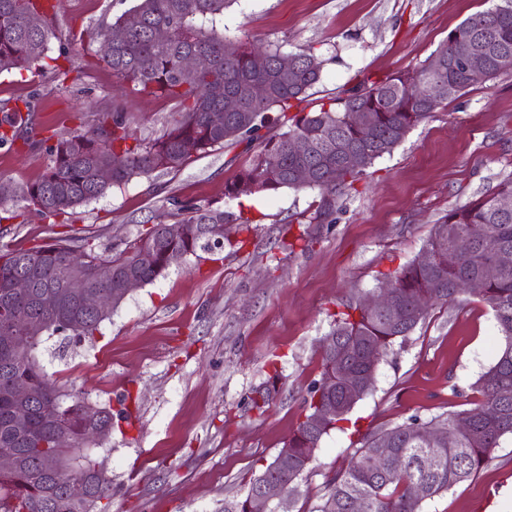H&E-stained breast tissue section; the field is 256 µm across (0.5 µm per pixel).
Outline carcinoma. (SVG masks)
Returning <instances> with one entry per match:
<instances>
[{
    "instance_id": "carcinoma-1",
    "label": "carcinoma",
    "mask_w": 512,
    "mask_h": 512,
    "mask_svg": "<svg viewBox=\"0 0 512 512\" xmlns=\"http://www.w3.org/2000/svg\"><path fill=\"white\" fill-rule=\"evenodd\" d=\"M235 0H134V5L118 16L110 28L125 29L121 43L112 54L102 57L112 73L137 91L166 96L179 106L178 119L159 137L146 141L134 136L125 113L115 108L99 112L95 123L56 137L46 147L48 163L35 182L14 189L0 185L7 195L30 206L39 205L43 219L54 224L60 217L75 215L77 207L104 195L109 188L121 187L137 177L181 168L194 154L217 148L242 145L252 152L247 167L224 185V197L238 200L275 193L281 189L320 191V202L310 217L312 224H333L336 192L355 189L367 169L389 155L417 124L430 118L448 102L461 97L469 88L492 79L512 67V0H499L479 11L448 33L437 52L448 57L453 43L470 40L488 57L480 73L457 63L434 66L428 61L413 72H397L384 78H369L321 103L310 100V90L321 81L325 59L314 48L285 53L278 48L262 51L266 66L257 69L253 58L257 49L238 39L228 38L216 28V20ZM38 14L43 27L28 24L29 14ZM164 28L168 38L155 39ZM55 37L51 19L38 0H0V73L13 69L40 72L44 69L48 45ZM202 60L201 68L188 76L183 61L188 56ZM289 57L295 70L281 71L280 61ZM255 82L267 86L259 99H244L240 112L224 111V99L244 94ZM23 105L0 101L5 126L0 145H13L20 135L19 125L8 121ZM370 116L372 125L360 128L354 113ZM303 139L308 149L294 154L288 143ZM190 144L192 151L184 150ZM363 155V165L352 170L344 165L340 146ZM112 169V181L97 180V168ZM301 168L311 171L306 184L295 182ZM512 197V178L502 180L495 191L453 208L434 225L425 249L435 255L431 266L412 261L384 274L378 290L393 288L392 309L364 310L358 301L343 304L333 314L330 330L319 347V379L304 397L301 419L288 441L261 474L254 477L244 496L224 501V512H250L252 493L266 477L288 484L283 502L270 505L268 512H293L296 481L309 470L323 437L342 429L341 423L356 406L348 400L342 369L350 370L360 383L357 401L372 389L374 368L394 351L397 341H405L425 321L428 311L418 310V302L430 297V304H448L468 293L467 281L482 279L495 256L512 253V213L503 214L495 205L497 197ZM181 234L170 236L166 225L155 224L117 251L114 244L100 249L92 244L78 245L69 236L56 237L42 245L0 251V301L20 275L31 279L28 297L19 299L17 310L25 318H36L46 325V333L91 339L107 315L86 309L65 295L66 281L75 267L106 273L89 279L90 291L112 299L117 308L128 296L121 287L127 278L145 285L168 270L166 254L173 250L184 256L211 250L199 229L209 224L219 230L224 224H251L244 211L226 213L220 208L193 200H172ZM472 236L471 250L459 253L455 239ZM153 252L145 264L141 255ZM491 311L498 333L495 359L478 377L472 388L481 400L465 413L470 426L458 432L451 442H429L434 431L453 429L459 415L422 419L411 416L391 428L372 430L360 439L349 465L325 475V493L316 512H352L360 497L370 503V512H422L423 500L411 496L412 485L421 482L427 497L451 490L475 475L491 458L506 436H512V265L500 267L473 293ZM13 382H27L37 392L29 407L34 428L31 436L14 440L8 426L13 405L6 397ZM67 414L66 441L57 442L44 415L55 407ZM330 406L332 413L321 427L311 428L308 419L318 407ZM112 420V409L56 388L38 364L35 350L16 353L8 368L0 367V449L22 455L25 467L15 473L0 474V504L12 505L10 512H94L108 496L110 483L90 486V499L74 504L63 499L64 483L83 478L93 462L89 453L77 455L76 448H89L97 441V431ZM53 453L62 469L45 480L38 478L41 458ZM436 460V467L425 465V457Z\"/></svg>"
}]
</instances>
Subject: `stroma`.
Listing matches in <instances>:
<instances>
[{
  "label": "stroma",
  "instance_id": "35a3bbf8",
  "mask_svg": "<svg viewBox=\"0 0 512 512\" xmlns=\"http://www.w3.org/2000/svg\"><path fill=\"white\" fill-rule=\"evenodd\" d=\"M57 34L78 81L53 74H1L0 100L37 94L28 122L34 146L0 147V182L37 180L47 156L37 142L91 125L120 106L138 138L178 117L173 100L130 92L100 59L108 25L133 0H53ZM490 0H235L217 21L226 35L326 60L314 99L366 77L421 67L448 33ZM243 147L192 156L177 171L135 178L51 224L36 209L0 223V249L69 235L99 245L132 240L146 219L170 223L168 197L227 212L224 185L247 166ZM512 177V68L475 86L416 126L378 159L354 190L338 195L336 221L313 224L320 193L283 189L250 199L249 228L224 227V248L198 252L165 277L135 289L82 342L46 337L36 358L64 391L112 408L111 435L92 448L112 487L101 512H222L242 496L296 427L319 375L318 347L342 302L373 292L383 274L417 258L448 210ZM308 224L306 250L288 242ZM244 247H237V240ZM497 330L476 298L433 307L426 321L378 368L375 387L345 430L325 436L298 482L294 512H314L327 471L344 467L356 430L383 429L473 408L470 385L496 355ZM278 376L264 410L254 390ZM129 409L131 420L120 417ZM422 512H512V438L488 464Z\"/></svg>",
  "mask_w": 512,
  "mask_h": 512
}]
</instances>
